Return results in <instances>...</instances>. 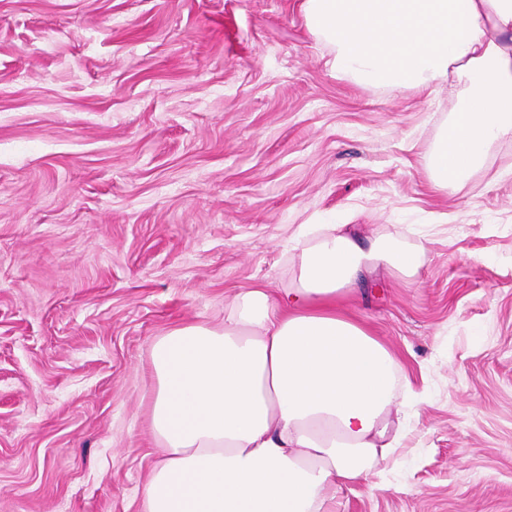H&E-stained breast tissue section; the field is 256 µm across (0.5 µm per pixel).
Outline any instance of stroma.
<instances>
[{
    "mask_svg": "<svg viewBox=\"0 0 512 512\" xmlns=\"http://www.w3.org/2000/svg\"><path fill=\"white\" fill-rule=\"evenodd\" d=\"M328 53L302 0H0V512H145L151 344L334 222L426 250L355 299L421 401L334 512H512V142L435 190L450 87Z\"/></svg>",
    "mask_w": 512,
    "mask_h": 512,
    "instance_id": "obj_1",
    "label": "stroma"
}]
</instances>
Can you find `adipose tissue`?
<instances>
[{
	"instance_id": "obj_1",
	"label": "adipose tissue",
	"mask_w": 512,
	"mask_h": 512,
	"mask_svg": "<svg viewBox=\"0 0 512 512\" xmlns=\"http://www.w3.org/2000/svg\"><path fill=\"white\" fill-rule=\"evenodd\" d=\"M329 69L457 101L423 164L463 189L490 147L512 141V0H303ZM291 285L240 294L224 325L153 342L151 426L163 457L145 512H328L329 492L366 480L402 439L393 406L411 391L349 298L375 271L417 282L425 251L318 224Z\"/></svg>"
}]
</instances>
